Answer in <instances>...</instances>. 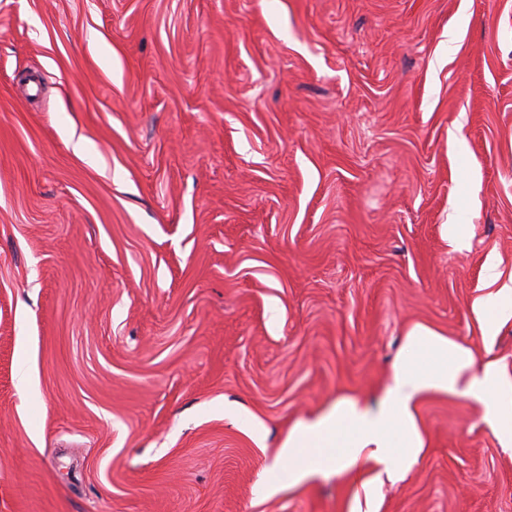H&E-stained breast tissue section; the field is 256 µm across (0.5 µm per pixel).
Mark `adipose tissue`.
Listing matches in <instances>:
<instances>
[{
	"label": "adipose tissue",
	"instance_id": "1",
	"mask_svg": "<svg viewBox=\"0 0 512 512\" xmlns=\"http://www.w3.org/2000/svg\"><path fill=\"white\" fill-rule=\"evenodd\" d=\"M493 293L477 298L472 313L484 338L496 335L512 319V276L488 265ZM430 394L470 399L483 407V419L504 453L512 456V374L493 359L436 330L415 326L407 336L377 408L343 399L327 412L298 422L289 432L275 464L289 485L319 474L351 473L361 459L376 463L390 478L405 474L418 461L425 441L418 406Z\"/></svg>",
	"mask_w": 512,
	"mask_h": 512
}]
</instances>
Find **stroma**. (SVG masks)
<instances>
[{"label": "stroma", "instance_id": "stroma-1", "mask_svg": "<svg viewBox=\"0 0 512 512\" xmlns=\"http://www.w3.org/2000/svg\"><path fill=\"white\" fill-rule=\"evenodd\" d=\"M491 257L512 0H0V512H350L345 476L254 487L415 325L512 373ZM419 420L379 512H512L479 403ZM503 273L493 263L487 266L488 286L501 283ZM472 313L482 336L490 339L496 335L500 325L512 317V274L500 284L495 292L477 298L472 304Z\"/></svg>", "mask_w": 512, "mask_h": 512}]
</instances>
